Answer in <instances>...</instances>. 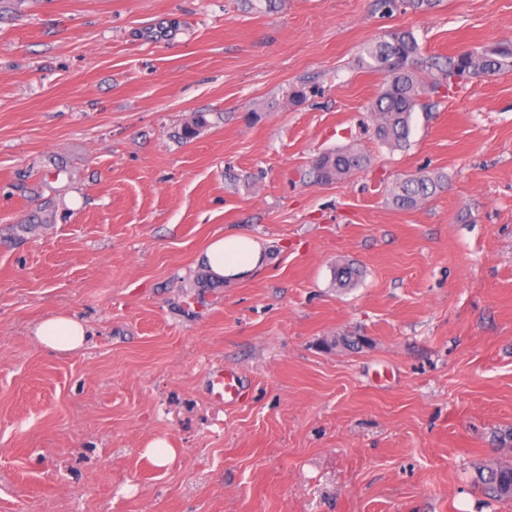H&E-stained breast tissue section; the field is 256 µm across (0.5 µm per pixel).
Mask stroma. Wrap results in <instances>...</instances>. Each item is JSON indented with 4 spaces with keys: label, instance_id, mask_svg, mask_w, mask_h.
I'll return each mask as SVG.
<instances>
[{
    "label": "stroma",
    "instance_id": "1",
    "mask_svg": "<svg viewBox=\"0 0 512 512\" xmlns=\"http://www.w3.org/2000/svg\"><path fill=\"white\" fill-rule=\"evenodd\" d=\"M401 29L512 48V0H0V512H512L480 481L512 466V71L390 149L359 56ZM346 145L366 168L310 182ZM419 173L448 183L396 208ZM228 232L247 279L199 261ZM61 313L79 352L33 337ZM444 185L443 175L420 173L397 182L390 190V197L397 208L412 209L434 196ZM201 260L215 279H244L263 267L266 251L255 238L231 234L213 238ZM213 396L224 405L234 403L241 397L240 376L235 369L224 368L212 379Z\"/></svg>",
    "mask_w": 512,
    "mask_h": 512
}]
</instances>
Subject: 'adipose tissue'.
Wrapping results in <instances>:
<instances>
[{"label":"adipose tissue","instance_id":"ef3b65f1","mask_svg":"<svg viewBox=\"0 0 512 512\" xmlns=\"http://www.w3.org/2000/svg\"><path fill=\"white\" fill-rule=\"evenodd\" d=\"M201 260L213 278L236 280L246 278L263 267L266 251L255 238L231 234L213 238ZM33 333L41 347L58 354L80 350L86 337L82 323L64 314L42 319Z\"/></svg>","mask_w":512,"mask_h":512}]
</instances>
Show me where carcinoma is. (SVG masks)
<instances>
[{
	"label": "carcinoma",
	"mask_w": 512,
	"mask_h": 512,
	"mask_svg": "<svg viewBox=\"0 0 512 512\" xmlns=\"http://www.w3.org/2000/svg\"><path fill=\"white\" fill-rule=\"evenodd\" d=\"M393 11L434 8L439 0H383ZM362 66L381 71L384 84L372 104L379 115L374 128L375 138L390 148L407 145L411 134L412 116L422 107L421 96L425 84L419 78L423 68L421 47L410 30L389 33L383 39L367 44L360 55ZM436 70L433 90L444 86L457 88L474 77H489L512 70V51L507 49H468L448 57H434L428 61ZM367 159L352 146L323 152L312 160L311 173L318 183L346 179L362 169ZM442 175L420 173L397 182L390 190L393 204L399 209H412L443 189ZM487 492L493 498L512 497V467L490 472L486 480Z\"/></svg>",
	"instance_id": "obj_1"
}]
</instances>
